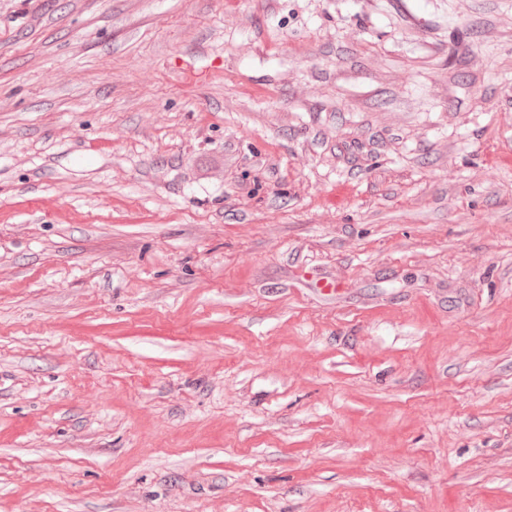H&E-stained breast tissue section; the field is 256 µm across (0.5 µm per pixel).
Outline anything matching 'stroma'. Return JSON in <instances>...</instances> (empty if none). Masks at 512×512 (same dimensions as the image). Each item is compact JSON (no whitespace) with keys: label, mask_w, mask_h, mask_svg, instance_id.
I'll list each match as a JSON object with an SVG mask.
<instances>
[{"label":"stroma","mask_w":512,"mask_h":512,"mask_svg":"<svg viewBox=\"0 0 512 512\" xmlns=\"http://www.w3.org/2000/svg\"><path fill=\"white\" fill-rule=\"evenodd\" d=\"M512 0H0V512H512Z\"/></svg>","instance_id":"stroma-1"}]
</instances>
